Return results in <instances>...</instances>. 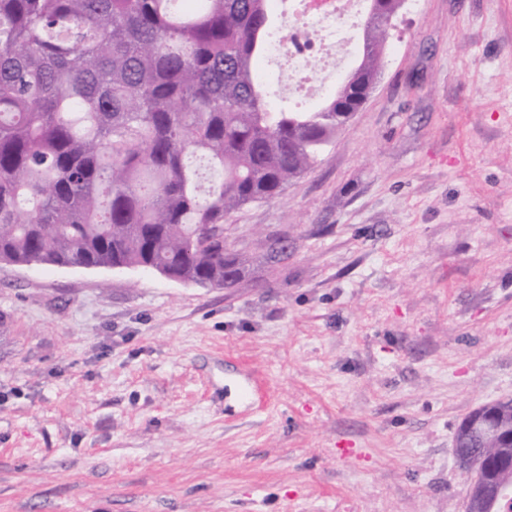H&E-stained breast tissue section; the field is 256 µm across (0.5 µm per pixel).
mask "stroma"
Listing matches in <instances>:
<instances>
[{
	"label": "stroma",
	"instance_id": "obj_1",
	"mask_svg": "<svg viewBox=\"0 0 512 512\" xmlns=\"http://www.w3.org/2000/svg\"><path fill=\"white\" fill-rule=\"evenodd\" d=\"M224 222L230 292L0 262V512H462L453 435L512 400V0H405L362 109Z\"/></svg>",
	"mask_w": 512,
	"mask_h": 512
}]
</instances>
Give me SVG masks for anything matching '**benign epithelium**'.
<instances>
[{
	"label": "benign epithelium",
	"mask_w": 512,
	"mask_h": 512,
	"mask_svg": "<svg viewBox=\"0 0 512 512\" xmlns=\"http://www.w3.org/2000/svg\"><path fill=\"white\" fill-rule=\"evenodd\" d=\"M453 447L460 465L468 468L470 494L465 512H473L474 499L485 494L490 475L512 474V431L503 426L499 410L485 409L456 430Z\"/></svg>",
	"instance_id": "1"
}]
</instances>
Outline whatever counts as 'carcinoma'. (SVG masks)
I'll use <instances>...</instances> for the list:
<instances>
[{
  "mask_svg": "<svg viewBox=\"0 0 512 512\" xmlns=\"http://www.w3.org/2000/svg\"><path fill=\"white\" fill-rule=\"evenodd\" d=\"M268 2L0 0V259L248 278L224 217L310 168L378 81L388 34L367 12L348 82L272 112L255 67L277 38ZM285 259L271 238L260 265Z\"/></svg>",
  "mask_w": 512,
  "mask_h": 512,
  "instance_id": "1",
  "label": "carcinoma"
}]
</instances>
